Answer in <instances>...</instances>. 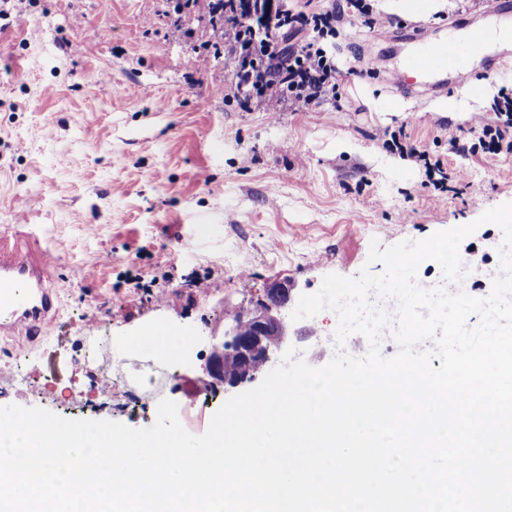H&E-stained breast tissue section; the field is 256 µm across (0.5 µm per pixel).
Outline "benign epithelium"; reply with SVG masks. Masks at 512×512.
I'll use <instances>...</instances> for the list:
<instances>
[{
    "label": "benign epithelium",
    "instance_id": "obj_1",
    "mask_svg": "<svg viewBox=\"0 0 512 512\" xmlns=\"http://www.w3.org/2000/svg\"><path fill=\"white\" fill-rule=\"evenodd\" d=\"M292 291L286 282H273L252 306L235 311L224 326V338L212 345L204 364L206 388L222 386L226 391L237 388L254 381L276 362L288 341V304ZM244 326L249 327V332H242ZM226 351L238 356L246 368L245 375L230 378L224 374L222 357Z\"/></svg>",
    "mask_w": 512,
    "mask_h": 512
}]
</instances>
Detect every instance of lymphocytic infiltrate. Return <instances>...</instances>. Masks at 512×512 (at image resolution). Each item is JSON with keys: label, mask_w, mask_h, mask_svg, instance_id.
Here are the masks:
<instances>
[{"label": "lymphocytic infiltrate", "mask_w": 512, "mask_h": 512, "mask_svg": "<svg viewBox=\"0 0 512 512\" xmlns=\"http://www.w3.org/2000/svg\"><path fill=\"white\" fill-rule=\"evenodd\" d=\"M252 21H239L234 0L224 8V52L233 57V94L243 107L260 105L270 117H277L287 103L302 101L309 110L322 108L336 87L338 73L319 38L334 29L335 9L319 12H292L273 9L269 0H251ZM277 29L311 31L315 37L280 55L272 42L264 44V58L251 59L260 24ZM501 120L496 126L475 129L480 147L491 153L502 147L512 148V93L503 94L498 104Z\"/></svg>", "instance_id": "f902f5d3"}]
</instances>
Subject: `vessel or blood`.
<instances>
[{"label":"vessel or blood","mask_w":512,"mask_h":512,"mask_svg":"<svg viewBox=\"0 0 512 512\" xmlns=\"http://www.w3.org/2000/svg\"><path fill=\"white\" fill-rule=\"evenodd\" d=\"M488 38L474 31L460 40L447 37L422 41L404 55L388 75L397 90L409 92L443 74L457 78L468 75L466 57L485 53ZM58 259L52 253L36 258L9 249L6 233H0V333L24 330L31 336L42 335L48 317L55 308L57 295L47 284V273Z\"/></svg>","instance_id":"obj_1"}]
</instances>
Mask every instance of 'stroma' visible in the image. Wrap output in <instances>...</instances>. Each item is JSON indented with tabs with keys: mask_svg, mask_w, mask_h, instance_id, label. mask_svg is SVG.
<instances>
[{
	"mask_svg": "<svg viewBox=\"0 0 512 512\" xmlns=\"http://www.w3.org/2000/svg\"><path fill=\"white\" fill-rule=\"evenodd\" d=\"M370 5L387 32L362 26L345 0H288L294 11H340L322 41L339 81L330 104L311 111L296 101L273 119L234 98L233 60L214 54L195 71L202 42L220 34L197 15L174 18L170 0H0V229L19 231L20 249L60 258L51 327L0 338V366L16 350L29 354L0 382V401L143 428L168 398L182 426L203 434L226 400L220 388L206 402L195 396L211 341L271 282L311 294L326 275L357 276L371 239L421 240L512 202V153L471 148L472 127L496 125L500 89L512 86V43L469 60V81L445 95L454 112L436 109L438 91L406 95L386 79L412 48L410 33L512 26V12H494L491 0ZM451 17L460 21L452 31ZM104 71L111 78L98 83ZM399 130L459 168L461 181L434 187L424 162L392 150ZM501 236L486 224L460 246L484 295ZM199 278L207 293H197ZM156 324L192 332L178 364L122 350L123 337ZM336 326L329 310L297 321L289 344L325 365ZM89 348L96 383L60 409L44 380L84 370ZM144 374L156 385L134 411L128 395Z\"/></svg>",
	"mask_w": 512,
	"mask_h": 512,
	"instance_id": "1",
	"label": "stroma"
}]
</instances>
